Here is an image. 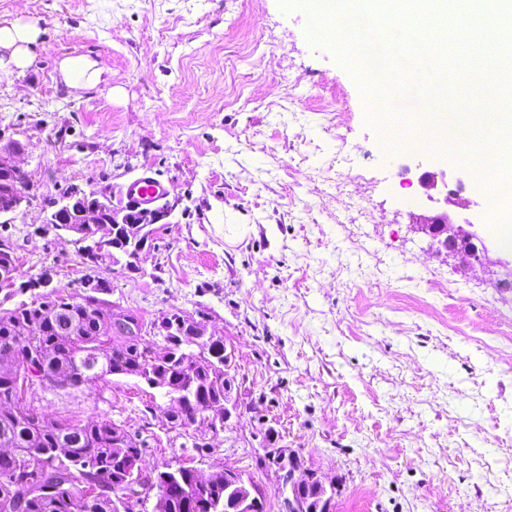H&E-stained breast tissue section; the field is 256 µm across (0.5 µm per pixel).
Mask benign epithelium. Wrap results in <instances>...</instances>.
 Here are the masks:
<instances>
[{
	"label": "benign epithelium",
	"mask_w": 512,
	"mask_h": 512,
	"mask_svg": "<svg viewBox=\"0 0 512 512\" xmlns=\"http://www.w3.org/2000/svg\"><path fill=\"white\" fill-rule=\"evenodd\" d=\"M26 146L17 141H3L0 138V222L9 224L14 215L27 200L32 188L28 172L21 166L20 158ZM422 195L427 201L421 212L410 213L411 223L432 237H444L442 244L454 254L461 255L462 261L470 265L480 261L487 252L486 246L478 247L480 240L474 230L475 222L462 218L457 210L467 209L471 201L463 199L458 193L448 189L447 172L438 169L426 172L419 178ZM47 223L52 228L64 231L77 238L81 236L78 225L89 224L96 230L94 239L88 241L90 248L84 250L83 265L85 274L81 278V287L91 293L102 287L99 273L100 260L95 255L101 253L99 242L112 238L119 230L128 235L133 247L128 260L138 265L147 242L156 230L161 228L160 221L172 211L169 204L150 208H132L121 202L114 203L112 196L105 193L85 192L77 188L59 201L53 202ZM8 259L7 267L0 268V294L3 301L15 297L16 273L15 253L12 245L0 240V258ZM112 335L144 336L145 326L133 312L112 305ZM234 348H229V358L224 360V422H229L245 406L238 395L233 394L235 370ZM44 388H52L64 382L61 376L50 379L42 375L27 374L18 387L23 389L34 383ZM258 464L273 468L278 476V493L288 512H334L338 486L334 481H325L317 473L304 467L299 453L286 446L268 444L262 448ZM224 485L235 492L236 512H266V494L256 484L243 477L241 471L230 466L224 467Z\"/></svg>",
	"instance_id": "benign-epithelium-1"
}]
</instances>
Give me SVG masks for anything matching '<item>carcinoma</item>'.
<instances>
[{"mask_svg": "<svg viewBox=\"0 0 512 512\" xmlns=\"http://www.w3.org/2000/svg\"><path fill=\"white\" fill-rule=\"evenodd\" d=\"M34 291L0 318V512H112V495L94 494L92 482L112 488L117 461L141 458L143 441L122 431L107 418L84 424H49L27 406L1 405L3 396L16 389L25 365L37 362L44 375L62 370L69 385L79 387L117 369L149 379L163 378L173 389L188 388L186 399L171 412L174 425L195 422L196 404L224 400V343L203 342L184 333L181 316L170 315L167 352L146 361L140 341L112 335V316L106 310L110 292L65 294L41 276L21 282ZM41 327L38 336H24L30 324ZM144 483L156 487L161 512H203L208 504L216 512H234L224 499V473L199 483L193 468L145 473Z\"/></svg>", "mask_w": 512, "mask_h": 512, "instance_id": "obj_1", "label": "carcinoma"}]
</instances>
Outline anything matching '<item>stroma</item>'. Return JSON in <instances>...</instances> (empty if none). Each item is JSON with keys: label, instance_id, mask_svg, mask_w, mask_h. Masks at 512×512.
<instances>
[{"label": "stroma", "instance_id": "stroma-1", "mask_svg": "<svg viewBox=\"0 0 512 512\" xmlns=\"http://www.w3.org/2000/svg\"><path fill=\"white\" fill-rule=\"evenodd\" d=\"M42 30L35 65L0 75V133L23 142L33 190L0 239L21 279L82 275L68 235L43 233L67 187L122 194L168 181L170 217L140 270L106 267L110 301L154 322L180 310L236 349L251 411L215 435L174 426L133 378L23 397L48 422L105 417L145 440L147 468L231 466L281 512L252 435L274 430L336 480V512H512V251L464 265L417 231V177L447 164L479 222L490 183L405 144L417 93L369 108L330 47L280 0H0ZM91 58L75 93L62 58ZM65 84L75 91H81L100 82L102 70L88 58L83 60L63 59L59 64Z\"/></svg>", "mask_w": 512, "mask_h": 512}]
</instances>
